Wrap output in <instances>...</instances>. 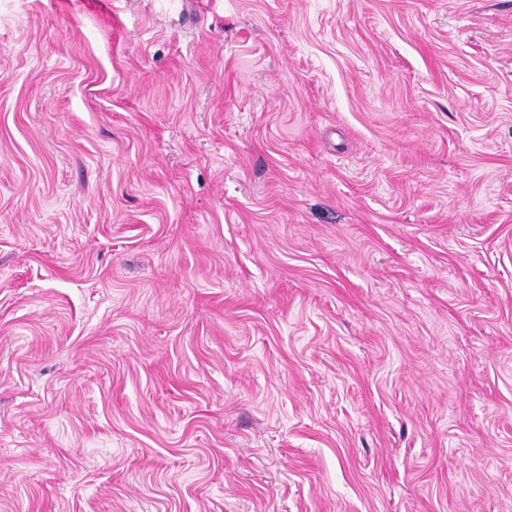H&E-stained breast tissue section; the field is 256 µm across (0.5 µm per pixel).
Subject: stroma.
Masks as SVG:
<instances>
[{
  "label": "stroma",
  "instance_id": "1",
  "mask_svg": "<svg viewBox=\"0 0 512 512\" xmlns=\"http://www.w3.org/2000/svg\"><path fill=\"white\" fill-rule=\"evenodd\" d=\"M0 512H512V0H0Z\"/></svg>",
  "mask_w": 512,
  "mask_h": 512
}]
</instances>
